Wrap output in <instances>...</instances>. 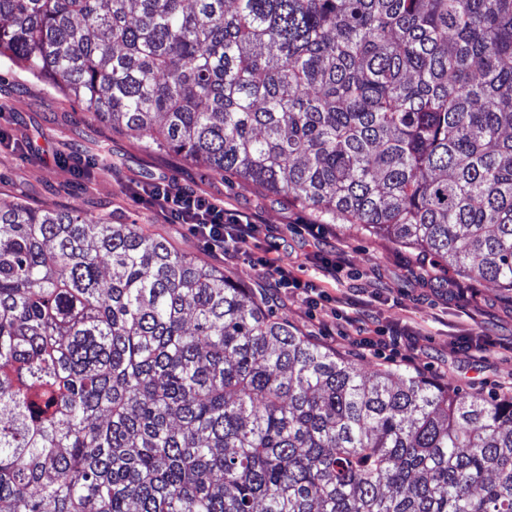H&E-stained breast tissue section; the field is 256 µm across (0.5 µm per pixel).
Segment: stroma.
<instances>
[{"label":"stroma","instance_id":"stroma-1","mask_svg":"<svg viewBox=\"0 0 512 512\" xmlns=\"http://www.w3.org/2000/svg\"><path fill=\"white\" fill-rule=\"evenodd\" d=\"M0 132V203L75 206L94 220L138 225L252 289L280 320L365 374L389 368L462 391L512 392V297L495 284L455 276L350 224L326 225L312 237L306 227L315 218L308 210L262 186L150 148L137 132L99 122L77 101L6 61L0 63ZM157 176L219 199L225 209L254 214L262 232L250 255L225 260L221 248L183 225L165 223L139 201L137 184ZM337 258L342 270L336 279L321 278V262ZM277 267L312 283L318 302L308 304L294 288L287 298L274 295L267 278ZM358 288L372 326L351 332L343 321L346 308L333 307L331 300ZM395 322L417 333V347L378 344V330ZM475 343L486 345V352L474 353Z\"/></svg>","mask_w":512,"mask_h":512}]
</instances>
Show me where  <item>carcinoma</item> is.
Here are the masks:
<instances>
[{
  "label": "carcinoma",
  "instance_id": "1",
  "mask_svg": "<svg viewBox=\"0 0 512 512\" xmlns=\"http://www.w3.org/2000/svg\"><path fill=\"white\" fill-rule=\"evenodd\" d=\"M0 57L512 292V0H0ZM0 512H512V398L368 378L136 224L0 203Z\"/></svg>",
  "mask_w": 512,
  "mask_h": 512
}]
</instances>
